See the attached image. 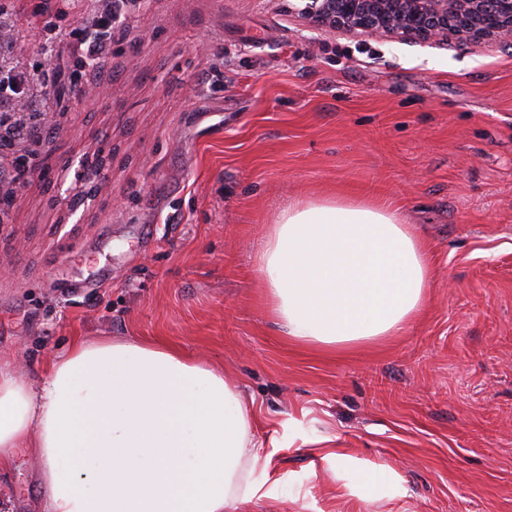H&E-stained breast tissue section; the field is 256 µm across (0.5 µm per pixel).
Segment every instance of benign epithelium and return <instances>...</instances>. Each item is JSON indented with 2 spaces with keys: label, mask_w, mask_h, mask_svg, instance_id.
<instances>
[{
  "label": "benign epithelium",
  "mask_w": 512,
  "mask_h": 512,
  "mask_svg": "<svg viewBox=\"0 0 512 512\" xmlns=\"http://www.w3.org/2000/svg\"><path fill=\"white\" fill-rule=\"evenodd\" d=\"M302 11L336 31H365L422 43L454 35L512 43V0H304Z\"/></svg>",
  "instance_id": "1"
}]
</instances>
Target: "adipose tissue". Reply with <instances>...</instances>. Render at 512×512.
Segmentation results:
<instances>
[{"mask_svg":"<svg viewBox=\"0 0 512 512\" xmlns=\"http://www.w3.org/2000/svg\"><path fill=\"white\" fill-rule=\"evenodd\" d=\"M278 324L326 350L401 335L425 307L427 246L397 207L296 201L256 254ZM223 372L139 340H74L36 382L0 362V469L41 461L43 512H230L258 493L261 448Z\"/></svg>","mask_w":512,"mask_h":512,"instance_id":"adipose-tissue-1","label":"adipose tissue"}]
</instances>
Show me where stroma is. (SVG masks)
I'll return each instance as SVG.
<instances>
[{"instance_id":"stroma-1","label":"stroma","mask_w":512,"mask_h":512,"mask_svg":"<svg viewBox=\"0 0 512 512\" xmlns=\"http://www.w3.org/2000/svg\"><path fill=\"white\" fill-rule=\"evenodd\" d=\"M0 0V75L46 133L0 224V359L42 376L76 338H146L236 384L270 458L234 512H512V46L336 32L296 0H144L91 80ZM383 196L434 279L400 336L334 351L284 335L255 257L291 200ZM399 478L348 484L336 454ZM41 463L0 474L41 512Z\"/></svg>"}]
</instances>
